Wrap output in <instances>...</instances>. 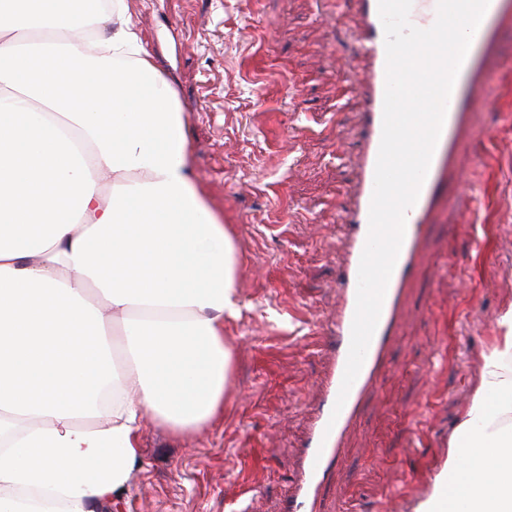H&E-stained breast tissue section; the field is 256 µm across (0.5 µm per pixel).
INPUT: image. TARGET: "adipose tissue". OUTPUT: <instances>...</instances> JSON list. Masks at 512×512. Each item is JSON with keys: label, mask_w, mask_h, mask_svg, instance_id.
I'll list each match as a JSON object with an SVG mask.
<instances>
[{"label": "adipose tissue", "mask_w": 512, "mask_h": 512, "mask_svg": "<svg viewBox=\"0 0 512 512\" xmlns=\"http://www.w3.org/2000/svg\"><path fill=\"white\" fill-rule=\"evenodd\" d=\"M190 155L126 0H0V512H93L146 415L223 414L240 251ZM497 327L414 512H512V307Z\"/></svg>", "instance_id": "obj_1"}]
</instances>
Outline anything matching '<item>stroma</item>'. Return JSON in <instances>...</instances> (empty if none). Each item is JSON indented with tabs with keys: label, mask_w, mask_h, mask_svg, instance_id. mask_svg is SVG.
<instances>
[{
	"label": "stroma",
	"mask_w": 512,
	"mask_h": 512,
	"mask_svg": "<svg viewBox=\"0 0 512 512\" xmlns=\"http://www.w3.org/2000/svg\"><path fill=\"white\" fill-rule=\"evenodd\" d=\"M144 51L174 86L205 199L235 231L239 319L225 322L234 374L224 417L177 434L145 419L142 466L96 512H282L331 357L342 230L361 95L340 84L342 19L313 0H127ZM487 107L443 181L388 351L324 491L322 512H413L448 451L496 319L512 305V25L488 65ZM478 210L463 222L459 184Z\"/></svg>",
	"instance_id": "stroma-1"
}]
</instances>
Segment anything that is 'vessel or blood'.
Here are the masks:
<instances>
[{
    "instance_id": "obj_1",
    "label": "vessel or blood",
    "mask_w": 512,
    "mask_h": 512,
    "mask_svg": "<svg viewBox=\"0 0 512 512\" xmlns=\"http://www.w3.org/2000/svg\"><path fill=\"white\" fill-rule=\"evenodd\" d=\"M326 12L351 17L348 28L355 45L349 60L338 71L342 81H356L363 103L362 144L354 160L356 177L350 188L351 202L340 220L345 231L346 257L338 274V307L331 321L329 345L332 364L323 397L310 427L303 453V479L285 512H319L324 485L335 469L342 445L353 429L366 396L387 364L392 333L403 312L406 290L421 255L440 182L453 176V157L475 107L483 99L485 59L496 39L498 21L512 14V0H489L468 53L456 78L448 102L443 128L416 204L406 214L403 243L387 285L381 315L368 346L364 363L343 408H336L345 371L351 328L356 309L360 259L369 229V209L374 189L375 168L383 126L386 51L378 0H354L353 13H346L344 0H320ZM437 0H413L410 21L416 27H431L436 19Z\"/></svg>"
}]
</instances>
